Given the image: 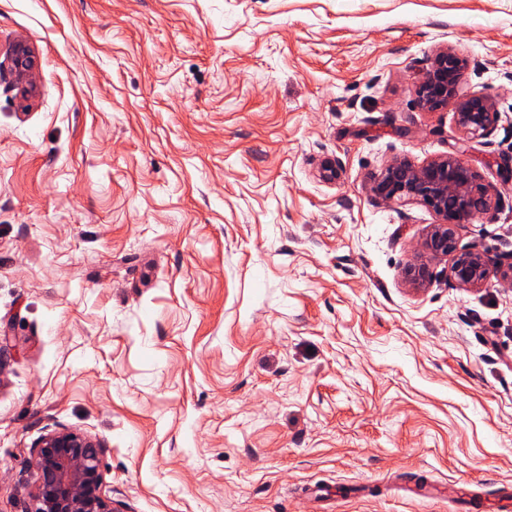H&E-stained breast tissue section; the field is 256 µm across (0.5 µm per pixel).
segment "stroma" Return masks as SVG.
I'll use <instances>...</instances> for the list:
<instances>
[{
    "label": "stroma",
    "instance_id": "1",
    "mask_svg": "<svg viewBox=\"0 0 512 512\" xmlns=\"http://www.w3.org/2000/svg\"><path fill=\"white\" fill-rule=\"evenodd\" d=\"M0 512L69 429L117 512H483L512 492V283L407 268L440 218L393 158L497 186L512 259V0H0ZM501 119L413 85L441 46ZM437 482L436 498L407 492ZM10 73L17 85H21L25 92L33 88L32 74L36 67V59L31 50L24 43H17L10 56Z\"/></svg>",
    "mask_w": 512,
    "mask_h": 512
}]
</instances>
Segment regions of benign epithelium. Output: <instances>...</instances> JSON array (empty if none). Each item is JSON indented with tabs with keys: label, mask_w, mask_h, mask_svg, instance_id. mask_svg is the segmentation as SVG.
<instances>
[{
	"label": "benign epithelium",
	"mask_w": 512,
	"mask_h": 512,
	"mask_svg": "<svg viewBox=\"0 0 512 512\" xmlns=\"http://www.w3.org/2000/svg\"><path fill=\"white\" fill-rule=\"evenodd\" d=\"M10 62L16 84L30 91L34 54L18 43ZM465 65L455 48L439 49L413 92L419 104L430 111L454 104L461 132L471 138L483 137L498 123L500 112L488 93L459 94ZM370 191L382 201L415 200L434 211L441 222L424 238L422 254L448 262V276L458 286L477 288L482 284L491 260L476 248L458 250L457 230L476 215H492L499 193L460 156L448 154L420 165L394 159L371 176ZM30 467L35 483L30 512H117L103 492L101 445L93 437L71 430L49 433L39 440Z\"/></svg>",
	"instance_id": "benign-epithelium-1"
}]
</instances>
